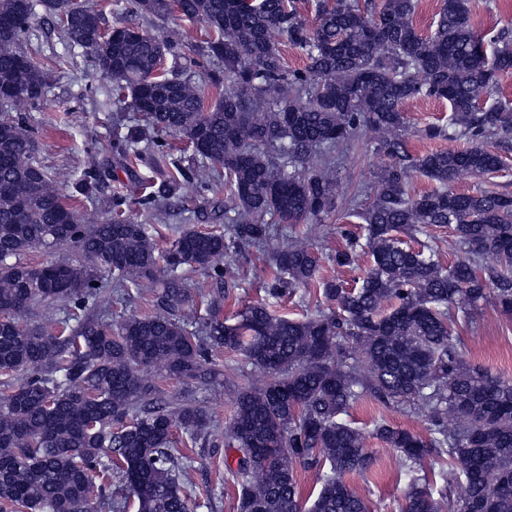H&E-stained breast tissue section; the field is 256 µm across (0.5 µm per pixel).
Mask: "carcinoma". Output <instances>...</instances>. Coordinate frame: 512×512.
<instances>
[{"instance_id":"1","label":"carcinoma","mask_w":512,"mask_h":512,"mask_svg":"<svg viewBox=\"0 0 512 512\" xmlns=\"http://www.w3.org/2000/svg\"><path fill=\"white\" fill-rule=\"evenodd\" d=\"M296 3L130 0L143 19L178 13L204 23L207 39L171 75L163 61L181 58V29L153 36L121 24L112 36L98 13L73 0H0L1 104L41 105L48 66L67 63L39 41L37 23L47 22L68 53L94 55L110 81L106 101L144 121L115 126L113 155L154 167L170 153L167 134L191 150V165L174 160L151 186L147 209L158 210L191 178L238 211L224 232L184 229L164 253L149 225L124 218L120 197L110 220L87 225L74 196L37 159L24 118L0 119V375L8 389L0 397L1 506L96 512L115 473L136 512H190L192 465L172 432L177 426L195 443L208 417L192 399L169 402L156 378L207 385L215 377L209 351L225 349L269 375L238 390L224 430V447L236 453L237 512H303L299 465L319 484L308 512H369L347 483L377 465L363 432L345 419L365 398L406 405L427 423L425 436L374 427L401 459V512H512V380L469 366L457 336L479 301L512 315V194L451 189L463 173L501 167L486 140L512 147V105L498 98L499 77L512 71V39L503 35L488 50L469 0H442L428 35L413 23L418 0H336L318 6L312 24ZM273 32L306 57L304 68L287 69ZM204 60L222 68L202 79ZM417 98L448 102L449 125L471 146L411 153L402 105ZM364 133L387 162L369 200L349 201L366 241L351 235L334 255L339 267L370 256L359 286L320 279L318 253L296 237L273 254L266 293L314 287L329 312L290 319L256 302L229 324L213 312V298L205 321L173 318L193 302V272L206 273L219 295L238 287L227 259L271 238L266 217L295 225L330 213L340 190L336 154ZM418 173L435 187L415 195ZM101 183L92 162L74 189L85 195ZM448 225L465 253L448 267L395 237ZM67 245L86 263L23 261L33 249ZM488 256L496 263L486 264ZM163 268L173 272L164 281ZM103 270L124 295L162 284L157 308L112 328L84 314L102 293ZM38 307L65 311L53 321L60 334L17 319ZM450 472L465 487L451 506L438 486Z\"/></svg>"}]
</instances>
